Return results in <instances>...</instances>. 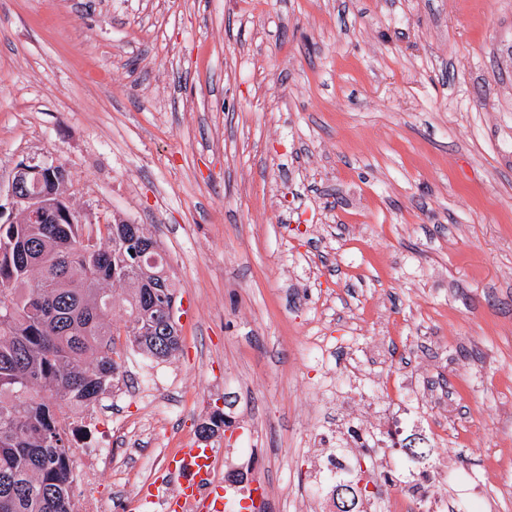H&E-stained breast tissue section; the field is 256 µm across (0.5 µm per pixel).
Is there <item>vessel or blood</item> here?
<instances>
[{"mask_svg":"<svg viewBox=\"0 0 512 512\" xmlns=\"http://www.w3.org/2000/svg\"><path fill=\"white\" fill-rule=\"evenodd\" d=\"M211 455V448L195 443L180 449L169 460V473L179 480L176 494L171 495L174 507L199 498L204 501L207 512H235L243 501L262 498L263 489L258 485L240 493L215 483L210 475Z\"/></svg>","mask_w":512,"mask_h":512,"instance_id":"obj_1","label":"vessel or blood"}]
</instances>
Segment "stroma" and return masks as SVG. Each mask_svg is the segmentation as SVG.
I'll list each match as a JSON object with an SVG mask.
<instances>
[{
  "label": "stroma",
  "instance_id": "1",
  "mask_svg": "<svg viewBox=\"0 0 512 512\" xmlns=\"http://www.w3.org/2000/svg\"><path fill=\"white\" fill-rule=\"evenodd\" d=\"M51 160L76 210L143 225L175 358L128 348L96 404L97 512L167 483L213 408L219 482L301 512L315 440L376 430L377 512L410 453L379 378L416 380L494 512H512V0H0V182ZM383 341L332 393L351 333ZM150 272L153 273L154 275H156V281H159L160 279L163 280L165 287L168 291H170V292L175 291V289H173V288H175L174 284L172 282H169L168 278L164 275L165 272H164V266L162 263L158 267L150 269ZM168 291H164V293H158L159 298L161 300L159 303V306H160L161 310L167 316H169V319H166L167 323L169 325H173V327L175 329H177V328L179 329L178 323L176 322V319H175L176 298H175L174 294H171Z\"/></svg>",
  "mask_w": 512,
  "mask_h": 512
}]
</instances>
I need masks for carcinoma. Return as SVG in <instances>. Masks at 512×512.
<instances>
[{
  "mask_svg": "<svg viewBox=\"0 0 512 512\" xmlns=\"http://www.w3.org/2000/svg\"><path fill=\"white\" fill-rule=\"evenodd\" d=\"M28 190L57 210L0 224V512H76L70 413L119 380L126 349L112 309L127 307L142 352L164 361L179 346L153 330L162 315L139 284L133 228L71 216L60 165Z\"/></svg>",
  "mask_w": 512,
  "mask_h": 512,
  "instance_id": "cac0c4a2",
  "label": "carcinoma"
}]
</instances>
